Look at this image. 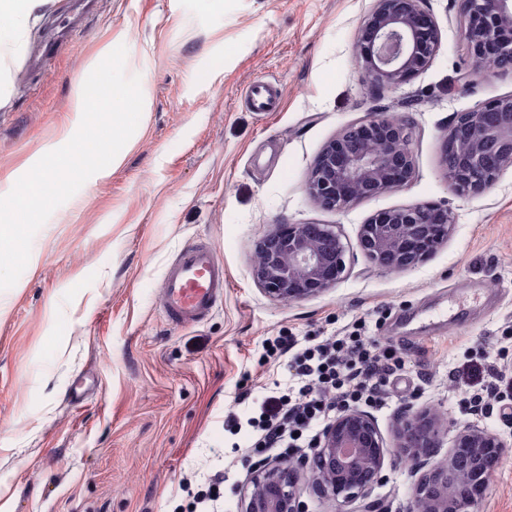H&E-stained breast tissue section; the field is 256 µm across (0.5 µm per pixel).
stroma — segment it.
<instances>
[{
	"label": "stroma",
	"mask_w": 512,
	"mask_h": 512,
	"mask_svg": "<svg viewBox=\"0 0 512 512\" xmlns=\"http://www.w3.org/2000/svg\"><path fill=\"white\" fill-rule=\"evenodd\" d=\"M52 0L13 69L0 109V197L76 116L74 90L125 46L144 116L121 165L90 177L35 234L16 284L0 291V512H185L184 483L221 476L218 512H245L251 479L277 462L245 423L287 384L264 340L321 341L363 325L400 348L395 397L373 412L387 448L405 412L442 418L436 459L478 424L512 444L501 406L469 415L456 369L512 371V167L479 195L452 191L441 140L457 113L512 95V72L477 75L455 0H426L441 47L410 82L368 90L355 58L375 0ZM276 83L275 111L246 103ZM373 114L405 118L415 175L403 188L323 209L311 165ZM436 203L455 228L418 266L385 271L356 246L377 211ZM336 224L349 244L335 286L288 302L253 277L254 243L276 224ZM205 241L224 265V302L175 325L160 306L166 268ZM235 414L241 430L226 427ZM361 512H410L418 472L393 461ZM478 512H512V447Z\"/></svg>",
	"instance_id": "35a3bbf8"
}]
</instances>
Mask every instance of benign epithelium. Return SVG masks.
I'll use <instances>...</instances> for the list:
<instances>
[{"mask_svg":"<svg viewBox=\"0 0 512 512\" xmlns=\"http://www.w3.org/2000/svg\"><path fill=\"white\" fill-rule=\"evenodd\" d=\"M468 50L480 73L512 70V0H458ZM440 29L423 0H376L361 28L355 55L372 90L397 87L421 73L439 50ZM448 186L460 195L490 188L512 167V96L456 114L442 139ZM415 164L409 125L401 117L372 116L350 126L320 151L309 194L327 210L407 185ZM454 228L445 206L417 204L383 210L360 226L357 247L380 269L414 267ZM348 245L335 224H277L255 244L254 278L268 295L297 301L334 286L346 269ZM441 423L428 411L398 421V446L389 450L372 417L336 414L323 430L312 470L320 493L338 505L363 499L383 478L388 455L419 460L436 447ZM507 443L484 427L466 425L452 440L448 460L432 464L415 487L414 512H473ZM476 462L465 477L460 450ZM298 470L286 462L255 481L245 512H306L296 492Z\"/></svg>","mask_w":512,"mask_h":512,"instance_id":"obj_1","label":"benign epithelium"}]
</instances>
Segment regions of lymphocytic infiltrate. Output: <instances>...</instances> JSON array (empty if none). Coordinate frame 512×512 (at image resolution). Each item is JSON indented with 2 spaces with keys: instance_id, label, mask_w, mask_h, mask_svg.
I'll return each instance as SVG.
<instances>
[{
  "instance_id": "obj_1",
  "label": "lymphocytic infiltrate",
  "mask_w": 512,
  "mask_h": 512,
  "mask_svg": "<svg viewBox=\"0 0 512 512\" xmlns=\"http://www.w3.org/2000/svg\"><path fill=\"white\" fill-rule=\"evenodd\" d=\"M265 348L271 357L286 358L291 382L286 394L266 397L252 418L254 445L288 458L315 444L330 412L355 405L386 407L394 396L395 377L406 368L397 349L355 333L305 345L294 336H276L266 339ZM465 371L470 410H483L512 391L511 372L475 363Z\"/></svg>"
}]
</instances>
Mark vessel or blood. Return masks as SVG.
<instances>
[{"mask_svg":"<svg viewBox=\"0 0 512 512\" xmlns=\"http://www.w3.org/2000/svg\"><path fill=\"white\" fill-rule=\"evenodd\" d=\"M277 90L271 84L253 85L248 100L258 112L275 109ZM224 299V266L206 244L182 249L163 277L161 307L168 321L192 325L205 320Z\"/></svg>","mask_w":512,"mask_h":512,"instance_id":"b4317fda","label":"vessel or blood"}]
</instances>
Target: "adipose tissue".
Wrapping results in <instances>:
<instances>
[{
    "label": "adipose tissue",
    "mask_w": 512,
    "mask_h": 512,
    "mask_svg": "<svg viewBox=\"0 0 512 512\" xmlns=\"http://www.w3.org/2000/svg\"><path fill=\"white\" fill-rule=\"evenodd\" d=\"M51 0H0V108L10 100L11 67L23 56L32 23Z\"/></svg>",
    "instance_id": "ef3b65f1"
}]
</instances>
